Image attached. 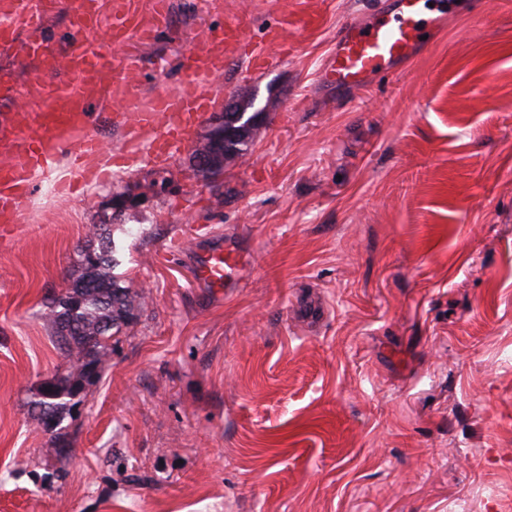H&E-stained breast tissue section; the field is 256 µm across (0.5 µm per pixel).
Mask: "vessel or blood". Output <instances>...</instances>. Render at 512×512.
Returning a JSON list of instances; mask_svg holds the SVG:
<instances>
[{"label":"vessel or blood","mask_w":512,"mask_h":512,"mask_svg":"<svg viewBox=\"0 0 512 512\" xmlns=\"http://www.w3.org/2000/svg\"><path fill=\"white\" fill-rule=\"evenodd\" d=\"M418 3L419 0H395L390 5L381 0L365 22L339 27L323 68V82L357 88L389 70L394 61L408 58L421 37ZM55 6V0H0V42H12L15 20L26 18L32 34V52L44 55L52 68L65 70L74 78L68 89L51 98L41 120L31 127L21 146L0 158V191L24 189L34 172L52 167L68 142H76L83 159L102 157L103 143L86 127L90 103L127 100L135 93L136 72H127L118 79L109 77L92 48L90 35L99 24L101 0H80L74 15L78 35L59 56L47 53L41 27L42 16ZM164 19L165 10L159 2L145 10L137 0H112V42L123 43L130 32L151 39ZM224 42L221 34L204 38L182 63L181 89L160 93L137 111L135 123L151 133L156 153H170L175 144L183 142V130L196 126L205 117L210 103L206 83L224 70ZM243 263L244 257L235 246L219 245L197 256L194 275L198 283L219 290L240 276Z\"/></svg>","instance_id":"vessel-or-blood-1"}]
</instances>
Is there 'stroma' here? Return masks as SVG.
Listing matches in <instances>:
<instances>
[{"instance_id":"obj_1","label":"stroma","mask_w":512,"mask_h":512,"mask_svg":"<svg viewBox=\"0 0 512 512\" xmlns=\"http://www.w3.org/2000/svg\"><path fill=\"white\" fill-rule=\"evenodd\" d=\"M377 3L171 0L155 41L103 43L140 66L137 97L91 106L106 160L78 176L67 146L0 230V512H512V0H431L414 55L326 88L338 27ZM220 31L211 112L277 104L213 188L205 124L157 156L131 115ZM28 41L0 45V152L72 82ZM115 193L135 203L118 273L146 302L63 457L29 415L64 364L41 312ZM221 242L246 263L215 295L192 264Z\"/></svg>"}]
</instances>
